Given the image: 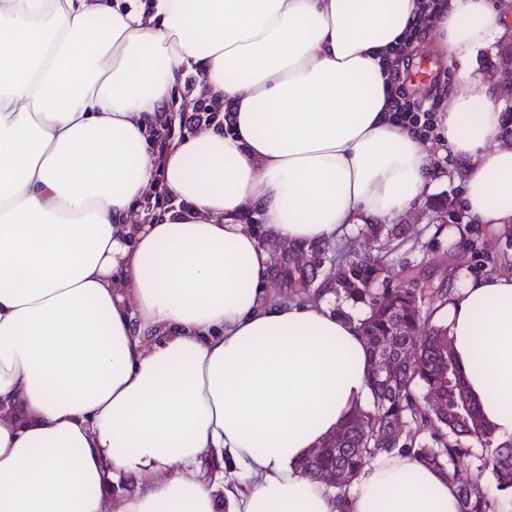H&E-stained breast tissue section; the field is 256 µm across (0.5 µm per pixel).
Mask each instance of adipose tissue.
Listing matches in <instances>:
<instances>
[{
	"label": "adipose tissue",
	"instance_id": "adipose-tissue-1",
	"mask_svg": "<svg viewBox=\"0 0 512 512\" xmlns=\"http://www.w3.org/2000/svg\"><path fill=\"white\" fill-rule=\"evenodd\" d=\"M419 18L417 0H0V512H458L455 483L394 455L344 502L300 472L372 361L356 322L267 299V241L406 215L447 151L466 211L512 229V128L466 66L512 14L446 0L437 49L464 67L433 143L392 120L381 65ZM191 76L218 115L156 155ZM435 318L512 437V274Z\"/></svg>",
	"mask_w": 512,
	"mask_h": 512
}]
</instances>
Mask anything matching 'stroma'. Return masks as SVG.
I'll return each mask as SVG.
<instances>
[{"instance_id": "35a3bbf8", "label": "stroma", "mask_w": 512, "mask_h": 512, "mask_svg": "<svg viewBox=\"0 0 512 512\" xmlns=\"http://www.w3.org/2000/svg\"><path fill=\"white\" fill-rule=\"evenodd\" d=\"M435 31L418 39L408 68L411 72L404 89L411 98L437 99L438 84H450L456 75L455 65L442 60L436 51ZM431 65L432 80L417 83L414 74L424 65ZM455 161L444 155L434 161V188L416 208L414 214L395 219L392 232L372 238L365 225L354 224L339 240L311 246L308 250L284 254L273 250L276 275L270 285L272 297L288 299L292 290L287 269L302 268L314 273L315 280L302 299L321 302L337 309L343 307L335 291L326 284L329 273L345 254H368L382 267L379 287H409L422 280H449L462 287L468 280L495 272L512 270V231L503 232L493 224H477L463 206L465 187L452 176ZM448 208L452 217L441 220L437 213Z\"/></svg>"}]
</instances>
